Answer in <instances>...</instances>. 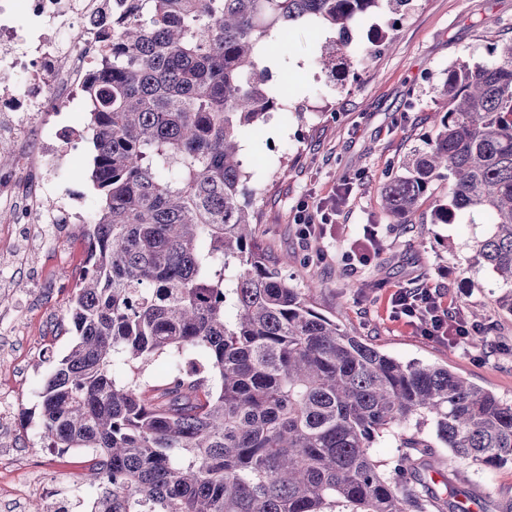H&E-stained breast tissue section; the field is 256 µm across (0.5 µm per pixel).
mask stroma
<instances>
[{
	"mask_svg": "<svg viewBox=\"0 0 512 512\" xmlns=\"http://www.w3.org/2000/svg\"><path fill=\"white\" fill-rule=\"evenodd\" d=\"M387 14L383 8L353 24L355 43L371 53L344 84L312 60L328 29L300 26L276 57L272 79L290 85L285 108L269 115L260 139L243 143L258 238L270 255H293L286 270L293 287L317 283L311 301L320 313L401 362L447 367L511 404L512 313L495 302L496 275L470 263L486 216L434 224L425 203L410 223L392 224L379 191L433 132L436 90L449 68L492 62L494 48L512 41V0H415L390 31ZM303 201L330 211L308 237L296 222ZM367 224L378 232L379 252L370 265L350 266L343 255L361 250ZM20 239L26 259L0 265V400L14 403L11 419L0 424L8 442L0 450V512H30L33 498L16 492L30 474L46 485L63 478L84 485L93 463L84 450H44L32 419L41 379L74 339L68 310L86 260V227L52 224L23 236L0 223V254ZM426 285L477 325L466 343L429 339L395 317L391 294ZM423 434L432 443L428 476L437 496L470 512H512V464L472 466L452 458L431 428Z\"/></svg>",
	"mask_w": 512,
	"mask_h": 512,
	"instance_id": "obj_1",
	"label": "stroma"
}]
</instances>
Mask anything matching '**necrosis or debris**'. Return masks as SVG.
<instances>
[{"label": "necrosis or debris", "instance_id": "1", "mask_svg": "<svg viewBox=\"0 0 512 512\" xmlns=\"http://www.w3.org/2000/svg\"><path fill=\"white\" fill-rule=\"evenodd\" d=\"M111 39L112 0H0V74L23 78L21 90L0 86V154L19 162L0 175L1 223L37 230L94 223L95 208L68 188L85 129L73 105Z\"/></svg>", "mask_w": 512, "mask_h": 512}]
</instances>
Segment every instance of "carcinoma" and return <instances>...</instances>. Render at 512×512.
Listing matches in <instances>:
<instances>
[{
    "mask_svg": "<svg viewBox=\"0 0 512 512\" xmlns=\"http://www.w3.org/2000/svg\"><path fill=\"white\" fill-rule=\"evenodd\" d=\"M383 1L388 29L413 5L115 0L102 76L85 87L102 204L71 296L76 339L39 391V434L95 452L98 512H459L429 492L428 424L458 459L512 463V404L318 312L253 228L240 143L282 106L259 55L278 56L301 22L329 25L336 40L314 62L342 81L351 23ZM441 94L434 134L382 186L383 207L406 224L448 176L431 221L490 218L471 262L512 312V42L490 64L452 66ZM185 352L209 376H112ZM411 421L395 483L370 448Z\"/></svg>",
    "mask_w": 512,
    "mask_h": 512,
    "instance_id": "carcinoma-1",
    "label": "carcinoma"
}]
</instances>
